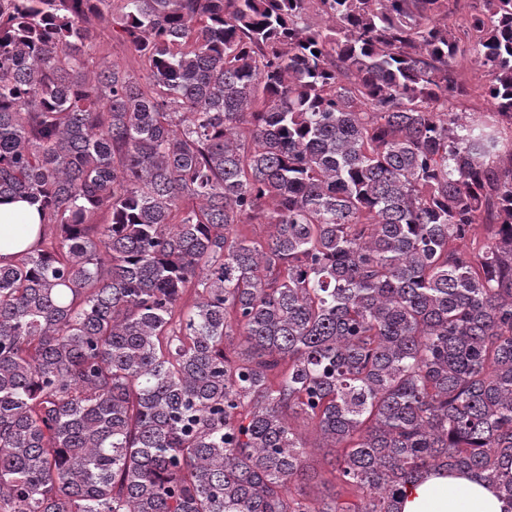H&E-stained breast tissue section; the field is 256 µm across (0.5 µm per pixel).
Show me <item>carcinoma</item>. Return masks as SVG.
<instances>
[{
    "label": "carcinoma",
    "instance_id": "carcinoma-1",
    "mask_svg": "<svg viewBox=\"0 0 512 512\" xmlns=\"http://www.w3.org/2000/svg\"><path fill=\"white\" fill-rule=\"evenodd\" d=\"M92 17L145 77H88ZM507 129L512 0H0V198L41 212L0 512H401L437 469L512 504ZM457 74L459 81L467 88V95L460 97L453 113L459 117H469L473 112H490L492 106L485 95L487 78L485 72L474 62V54L467 51L465 55L458 57Z\"/></svg>",
    "mask_w": 512,
    "mask_h": 512
}]
</instances>
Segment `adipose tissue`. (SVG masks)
<instances>
[{
	"label": "adipose tissue",
	"mask_w": 512,
	"mask_h": 512,
	"mask_svg": "<svg viewBox=\"0 0 512 512\" xmlns=\"http://www.w3.org/2000/svg\"><path fill=\"white\" fill-rule=\"evenodd\" d=\"M41 215L24 199L0 202V265L37 248ZM401 512H512L493 486L471 474L441 470L408 486Z\"/></svg>",
	"instance_id": "adipose-tissue-1"
}]
</instances>
